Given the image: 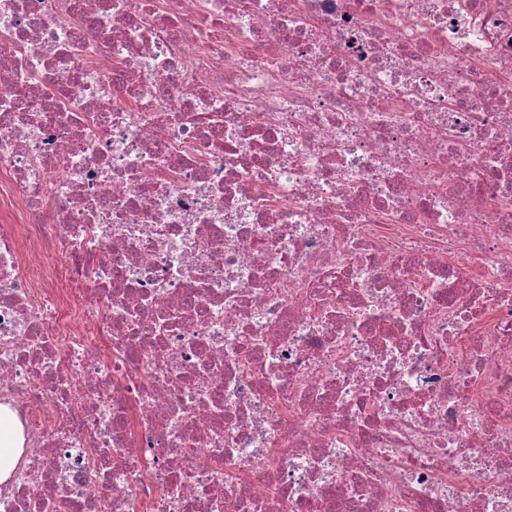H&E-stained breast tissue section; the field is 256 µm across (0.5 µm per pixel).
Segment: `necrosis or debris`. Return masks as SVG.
<instances>
[{
    "mask_svg": "<svg viewBox=\"0 0 512 512\" xmlns=\"http://www.w3.org/2000/svg\"><path fill=\"white\" fill-rule=\"evenodd\" d=\"M0 405V512H512V0H0ZM23 434L19 421L6 407H0V483L7 480L22 452Z\"/></svg>",
    "mask_w": 512,
    "mask_h": 512,
    "instance_id": "1",
    "label": "necrosis or debris"
}]
</instances>
